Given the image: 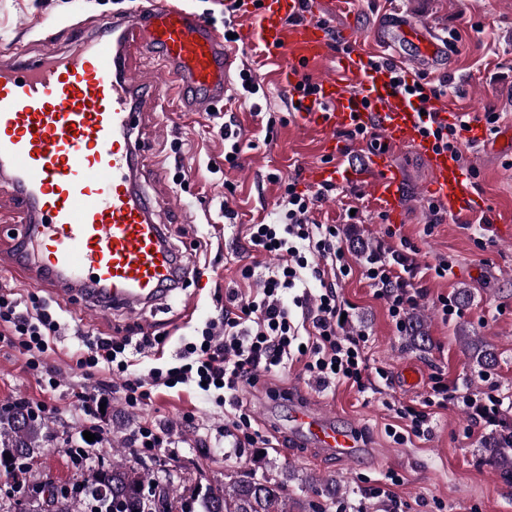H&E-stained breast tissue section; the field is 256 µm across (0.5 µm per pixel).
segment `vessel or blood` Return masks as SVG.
<instances>
[{
    "label": "vessel or blood",
    "instance_id": "1",
    "mask_svg": "<svg viewBox=\"0 0 512 512\" xmlns=\"http://www.w3.org/2000/svg\"><path fill=\"white\" fill-rule=\"evenodd\" d=\"M298 4L263 0L251 29L255 43L287 58V90H294L298 68L336 58L335 76L318 78V92L302 98L296 123L324 132L331 153L337 133L364 126L381 134L388 151L371 154L349 178L392 222L404 218L406 177L391 153L404 149L425 161L435 198L467 221L477 192L433 135L438 124L463 120V113L442 112L435 99L419 112L415 98L393 87L386 72L368 68L361 53H334L317 16L285 26ZM377 41L387 49L407 46L418 70L447 51L429 28L401 13L384 20ZM136 55L158 61L176 80L184 111H210L227 95L232 55L223 37L165 0H134L67 53L0 63V184L13 190L15 261L59 297L69 296L70 285L85 288L102 312L162 300L191 272L139 188L146 155L140 117L159 87L131 75ZM288 428L291 438L343 460L364 456L355 432L321 410L290 407Z\"/></svg>",
    "mask_w": 512,
    "mask_h": 512
}]
</instances>
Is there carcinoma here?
I'll return each instance as SVG.
<instances>
[{"mask_svg":"<svg viewBox=\"0 0 512 512\" xmlns=\"http://www.w3.org/2000/svg\"><path fill=\"white\" fill-rule=\"evenodd\" d=\"M407 345L424 352L429 348L430 337L418 313L406 318ZM459 343L469 360L482 369L497 363L498 355L493 345L477 336L461 335ZM52 436L44 424L31 414L12 407L0 411V473L14 477L17 462L32 457L44 449ZM483 463L493 468L506 481L512 483V435L491 432L486 435ZM11 459H5V454ZM106 469L83 462V450L74 449V464L80 479L71 487L63 488L51 500V512H145L143 491L152 487L154 471L137 462L121 458ZM162 497L170 501L171 509L180 512H306L300 502L288 505V494L282 484L269 479L263 481L244 476L224 486L195 489L187 501L175 504L178 496L165 491Z\"/></svg>","mask_w":512,"mask_h":512,"instance_id":"1","label":"carcinoma"}]
</instances>
